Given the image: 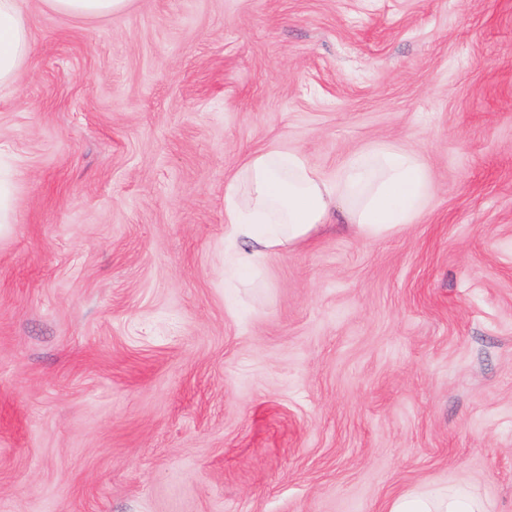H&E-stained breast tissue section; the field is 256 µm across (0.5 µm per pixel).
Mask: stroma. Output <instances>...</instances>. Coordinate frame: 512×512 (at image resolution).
Wrapping results in <instances>:
<instances>
[{
	"label": "stroma",
	"instance_id": "stroma-1",
	"mask_svg": "<svg viewBox=\"0 0 512 512\" xmlns=\"http://www.w3.org/2000/svg\"><path fill=\"white\" fill-rule=\"evenodd\" d=\"M0 512H512V0H20ZM386 142L435 193L224 280V185ZM58 13L79 18L112 17L123 13L130 0H47ZM385 512H489L487 504L475 494L441 492L420 496L401 494L390 499Z\"/></svg>",
	"mask_w": 512,
	"mask_h": 512
}]
</instances>
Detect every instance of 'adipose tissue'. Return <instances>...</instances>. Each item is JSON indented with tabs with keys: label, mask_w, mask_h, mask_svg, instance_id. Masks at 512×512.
I'll list each match as a JSON object with an SVG mask.
<instances>
[{
	"label": "adipose tissue",
	"mask_w": 512,
	"mask_h": 512,
	"mask_svg": "<svg viewBox=\"0 0 512 512\" xmlns=\"http://www.w3.org/2000/svg\"><path fill=\"white\" fill-rule=\"evenodd\" d=\"M29 52L19 0H0V87L13 82ZM432 192L422 159L387 143L349 157L332 176L297 152L258 150L225 185L224 268H259L314 237L337 209L359 238H382L414 223ZM385 512H488V506L474 494H401Z\"/></svg>",
	"instance_id": "1"
}]
</instances>
